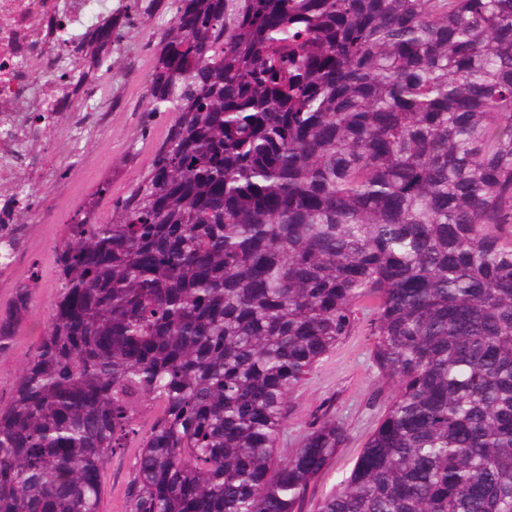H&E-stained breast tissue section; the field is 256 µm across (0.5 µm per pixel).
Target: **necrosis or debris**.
Segmentation results:
<instances>
[{"label":"necrosis or debris","instance_id":"obj_1","mask_svg":"<svg viewBox=\"0 0 512 512\" xmlns=\"http://www.w3.org/2000/svg\"><path fill=\"white\" fill-rule=\"evenodd\" d=\"M39 13L75 29L93 18L95 0H0V124L14 133L0 136V178L15 173L35 113L62 97L58 76L65 62L34 25Z\"/></svg>","mask_w":512,"mask_h":512}]
</instances>
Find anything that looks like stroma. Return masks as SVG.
I'll return each instance as SVG.
<instances>
[{
	"instance_id": "1",
	"label": "stroma",
	"mask_w": 512,
	"mask_h": 512,
	"mask_svg": "<svg viewBox=\"0 0 512 512\" xmlns=\"http://www.w3.org/2000/svg\"><path fill=\"white\" fill-rule=\"evenodd\" d=\"M146 31L128 32L109 71L97 74L101 102L97 112H60L47 120L44 136L27 140L25 149L43 159L42 167L26 172L23 181L37 199L36 206L16 211V249L10 267L0 270V309L7 308L16 288L28 282L32 267L40 277L35 305L19 326L10 346L0 352V407L10 404L19 374L35 353L49 306L58 294L54 250L65 234V223L99 183H112L113 196L127 194L147 168L152 151L165 135L166 117L143 129L144 79L152 60L143 48ZM350 336L323 356L292 394L285 427L275 445L279 458L292 456L316 419L329 414L344 426L347 439L329 467L310 487L302 512H317L320 502L349 475L377 427L397 388L384 379L372 356L368 323L370 307L357 311ZM138 436L104 468L102 512H130L127 488L134 477Z\"/></svg>"
}]
</instances>
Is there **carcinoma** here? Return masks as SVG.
<instances>
[{"mask_svg":"<svg viewBox=\"0 0 512 512\" xmlns=\"http://www.w3.org/2000/svg\"><path fill=\"white\" fill-rule=\"evenodd\" d=\"M136 187L55 251L59 293L0 408V512H101L141 438L130 512H301L345 442L273 448L291 394L374 304L398 394L318 512H512V0H163ZM158 0L54 36L89 101ZM19 187L0 208L9 265ZM33 303L15 291L0 351ZM159 413L158 405L149 402L138 420L139 436L130 438L128 448L113 455L104 468L105 495L102 512H130L127 488L134 477L135 457L140 450L141 436L150 428Z\"/></svg>","mask_w":512,"mask_h":512,"instance_id":"1","label":"carcinoma"}]
</instances>
